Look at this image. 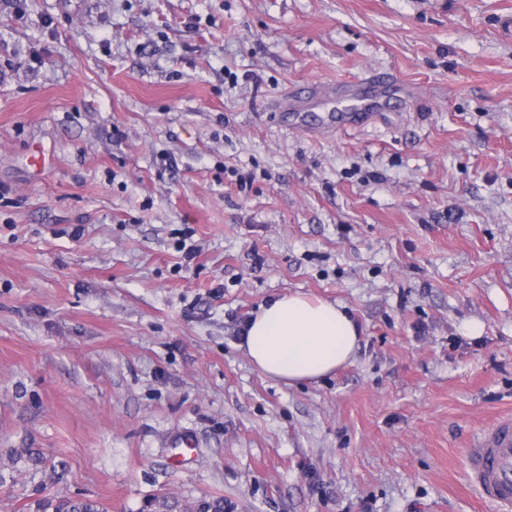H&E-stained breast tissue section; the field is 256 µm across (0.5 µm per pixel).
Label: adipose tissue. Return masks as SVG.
Listing matches in <instances>:
<instances>
[{
	"mask_svg": "<svg viewBox=\"0 0 512 512\" xmlns=\"http://www.w3.org/2000/svg\"><path fill=\"white\" fill-rule=\"evenodd\" d=\"M358 341L341 305L290 293L260 307L244 347L264 375L293 385L335 372L351 360Z\"/></svg>",
	"mask_w": 512,
	"mask_h": 512,
	"instance_id": "adipose-tissue-1",
	"label": "adipose tissue"
}]
</instances>
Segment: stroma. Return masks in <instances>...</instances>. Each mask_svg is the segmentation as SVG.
Returning a JSON list of instances; mask_svg holds the SVG:
<instances>
[{"label":"stroma","mask_w":512,"mask_h":512,"mask_svg":"<svg viewBox=\"0 0 512 512\" xmlns=\"http://www.w3.org/2000/svg\"><path fill=\"white\" fill-rule=\"evenodd\" d=\"M379 71L365 126L279 109ZM296 292L360 341L289 385L241 342ZM506 415L512 0H0V512H498ZM467 467L485 500L512 509V418L498 421L468 449Z\"/></svg>","instance_id":"1"}]
</instances>
